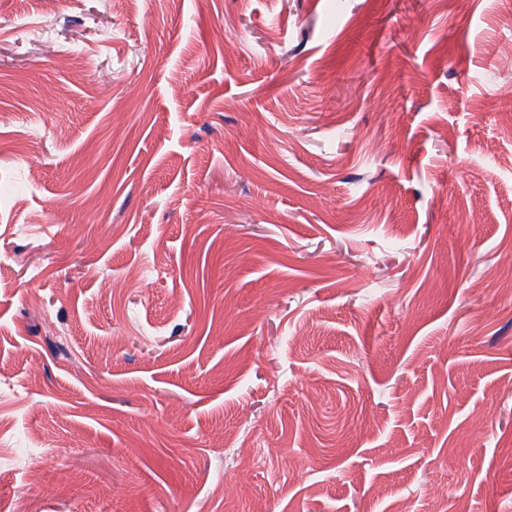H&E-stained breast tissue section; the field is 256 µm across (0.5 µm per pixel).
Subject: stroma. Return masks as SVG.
I'll return each instance as SVG.
<instances>
[{"mask_svg":"<svg viewBox=\"0 0 512 512\" xmlns=\"http://www.w3.org/2000/svg\"><path fill=\"white\" fill-rule=\"evenodd\" d=\"M492 47L512 0H0L7 512H512Z\"/></svg>","mask_w":512,"mask_h":512,"instance_id":"1","label":"stroma"}]
</instances>
